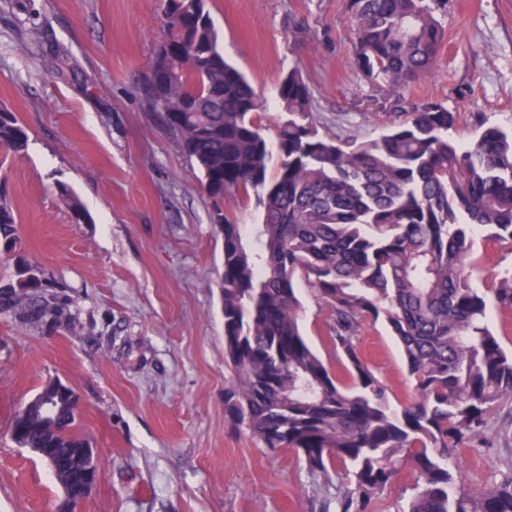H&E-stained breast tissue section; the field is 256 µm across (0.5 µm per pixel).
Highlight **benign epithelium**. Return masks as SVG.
I'll use <instances>...</instances> for the list:
<instances>
[{"label":"benign epithelium","instance_id":"1","mask_svg":"<svg viewBox=\"0 0 512 512\" xmlns=\"http://www.w3.org/2000/svg\"><path fill=\"white\" fill-rule=\"evenodd\" d=\"M63 410L69 411L76 417L80 412V403L71 399L64 402L39 394L22 405L15 412V417L23 418L30 411H39L45 418L55 423ZM32 452L46 461L55 472L68 476L62 484L64 501L58 512H75L76 505L102 479L96 450L89 444L84 448H69L64 452L50 451L46 448H34Z\"/></svg>","mask_w":512,"mask_h":512}]
</instances>
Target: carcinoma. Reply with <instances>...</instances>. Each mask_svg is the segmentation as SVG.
<instances>
[{
	"instance_id": "1",
	"label": "carcinoma",
	"mask_w": 512,
	"mask_h": 512,
	"mask_svg": "<svg viewBox=\"0 0 512 512\" xmlns=\"http://www.w3.org/2000/svg\"><path fill=\"white\" fill-rule=\"evenodd\" d=\"M447 0H347L351 66L388 88L381 110L408 113L377 139L325 137L313 125V90L295 68L281 78L276 137L267 105L224 57L207 0H163V38L143 89L179 151L201 175L211 221L224 234L225 361L234 372L224 418L264 447L287 449L309 472L342 464L339 512H367L404 469L418 474L400 512H512V477L483 490L455 485L460 450L512 403V352L487 320L472 284L474 232L512 244V130L481 124L463 144L457 112L433 99L406 108L401 91L429 74L447 32ZM0 145L28 149L16 113L0 107ZM73 219L90 217L65 184ZM256 199L260 221H231L224 203ZM0 310L28 325L68 327V306L25 254L14 204L0 192ZM330 308L329 340L345 359L343 383L299 325L295 281ZM512 311V274L494 282ZM384 322L403 354L411 392L391 403L358 338ZM83 441L76 420L28 427L21 448Z\"/></svg>"
}]
</instances>
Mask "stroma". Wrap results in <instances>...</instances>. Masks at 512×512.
I'll use <instances>...</instances> for the list:
<instances>
[{
  "instance_id": "1",
  "label": "stroma",
  "mask_w": 512,
  "mask_h": 512,
  "mask_svg": "<svg viewBox=\"0 0 512 512\" xmlns=\"http://www.w3.org/2000/svg\"><path fill=\"white\" fill-rule=\"evenodd\" d=\"M0 0V106L28 128L17 155L0 149V188L22 246L75 317L72 329L26 327L0 311V512H57L48 466L10 436L15 411L50 379L72 386L77 424L102 480L77 512H336L342 468L311 474L288 450L264 448L224 420V236L199 173L143 97L161 34V0ZM226 57L274 102L298 66L325 136L368 141L387 117L386 87L351 67L346 0H208ZM448 41L431 74L405 91L458 112L468 141L480 122L512 127V0H448ZM303 33H296L295 25ZM63 48L66 66L48 60ZM91 220L75 223L55 183ZM301 326L335 374L327 306L300 285ZM393 398L411 388L383 323L358 340ZM458 480L476 489L512 475V408L465 449Z\"/></svg>"
}]
</instances>
